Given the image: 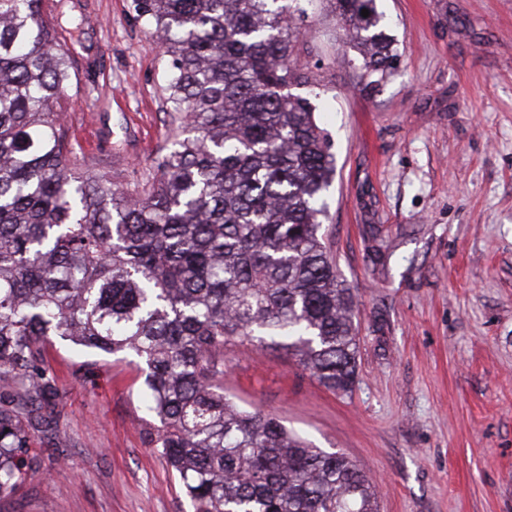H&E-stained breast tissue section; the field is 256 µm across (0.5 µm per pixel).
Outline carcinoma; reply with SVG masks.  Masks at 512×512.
<instances>
[{
  "label": "carcinoma",
  "mask_w": 512,
  "mask_h": 512,
  "mask_svg": "<svg viewBox=\"0 0 512 512\" xmlns=\"http://www.w3.org/2000/svg\"><path fill=\"white\" fill-rule=\"evenodd\" d=\"M376 0H333L369 88L395 57ZM167 59L173 149L131 191L77 163L74 61L56 0H0V498L39 474L57 336L145 365L153 442L194 512H378L346 455L224 394V344L296 358L326 389L357 368L354 296L319 215L336 172L293 66L303 0H135ZM366 9L369 16L361 15Z\"/></svg>",
  "instance_id": "cac0c4a2"
}]
</instances>
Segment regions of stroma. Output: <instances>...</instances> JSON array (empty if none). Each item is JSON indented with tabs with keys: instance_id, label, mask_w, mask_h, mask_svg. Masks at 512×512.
I'll return each instance as SVG.
<instances>
[{
	"instance_id": "obj_1",
	"label": "stroma",
	"mask_w": 512,
	"mask_h": 512,
	"mask_svg": "<svg viewBox=\"0 0 512 512\" xmlns=\"http://www.w3.org/2000/svg\"><path fill=\"white\" fill-rule=\"evenodd\" d=\"M394 69L366 89L326 0L294 65L336 174L323 220L355 298L352 390L292 357L224 347V391L376 481L379 512H512V0H376ZM78 40L67 114L83 169L118 187L171 147L167 64L134 0H62ZM384 255L372 263L374 251ZM39 479L0 512H193L150 442L128 356L55 340Z\"/></svg>"
}]
</instances>
